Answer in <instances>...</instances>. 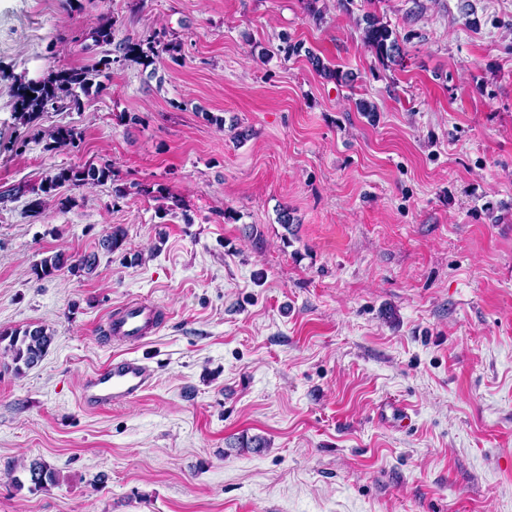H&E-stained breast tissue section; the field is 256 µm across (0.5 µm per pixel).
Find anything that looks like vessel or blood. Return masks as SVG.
Masks as SVG:
<instances>
[{
    "label": "vessel or blood",
    "mask_w": 512,
    "mask_h": 512,
    "mask_svg": "<svg viewBox=\"0 0 512 512\" xmlns=\"http://www.w3.org/2000/svg\"><path fill=\"white\" fill-rule=\"evenodd\" d=\"M159 306L149 302H131L120 307L112 317V333L122 339L139 340L160 325ZM153 383V371L140 357L112 360L97 369L85 383L81 398L84 404L111 407L139 397Z\"/></svg>",
    "instance_id": "vessel-or-blood-1"
}]
</instances>
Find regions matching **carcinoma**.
Wrapping results in <instances>:
<instances>
[{"instance_id":"obj_1","label":"carcinoma","mask_w":512,"mask_h":512,"mask_svg":"<svg viewBox=\"0 0 512 512\" xmlns=\"http://www.w3.org/2000/svg\"><path fill=\"white\" fill-rule=\"evenodd\" d=\"M363 22L364 45L379 60L397 62L401 58L402 49L396 33L373 13H367L363 17ZM92 38L96 45L109 47L106 55L97 62V65L82 69L63 68L51 71L37 79L19 80L15 85L14 93V112L19 121L27 124L49 110L64 112L79 107L80 94H86L93 89L100 92L106 89V86L96 81V78L103 75V69L109 68L113 63L148 64L164 52L174 53L178 50L177 43L163 42L157 32L137 41L124 39L116 42L110 24L100 25L92 33ZM302 48L303 44L300 42L285 41V52L288 56L305 53L309 65L316 74L340 82L348 79V76L329 67L319 56L309 50L304 52ZM76 138L74 129L64 126L56 127L46 134L45 150H70L75 147ZM110 179H112V167L109 164L62 166L45 177L40 184V194L30 202V206L34 210L42 209L46 200L56 197L57 189L64 185L78 189L89 183H102ZM72 202L73 199L68 196L58 198V205L62 209ZM124 240L125 232L116 226L101 240V247L113 253L122 248ZM95 267L96 255L94 254L78 257L57 254L40 262L39 266L35 267L34 274L37 279L42 280L65 268L74 274L89 275L93 273ZM4 340L8 341V344L3 355L10 358L15 372L19 374L22 369L32 368L41 361L53 341V333L44 326L27 329L21 334L1 331L0 342ZM29 475L30 481L36 488L55 479V473L41 461L30 464Z\"/></svg>"}]
</instances>
